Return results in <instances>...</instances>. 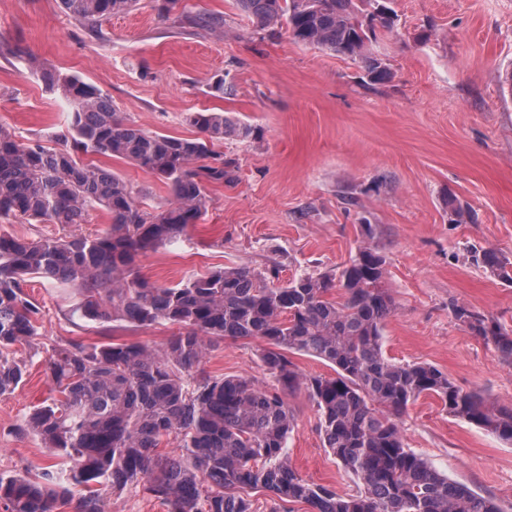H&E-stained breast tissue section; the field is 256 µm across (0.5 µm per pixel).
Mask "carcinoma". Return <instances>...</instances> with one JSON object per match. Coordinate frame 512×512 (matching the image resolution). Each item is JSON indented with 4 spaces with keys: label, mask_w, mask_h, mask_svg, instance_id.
Masks as SVG:
<instances>
[{
    "label": "carcinoma",
    "mask_w": 512,
    "mask_h": 512,
    "mask_svg": "<svg viewBox=\"0 0 512 512\" xmlns=\"http://www.w3.org/2000/svg\"><path fill=\"white\" fill-rule=\"evenodd\" d=\"M90 31L139 0H61ZM260 39L287 34L296 43L361 64L369 85L391 76L367 53L377 29L393 31L391 0H234ZM159 14L196 26L184 0H161ZM69 106L50 135L55 146L21 140L0 124V217L30 224H84L103 210L108 225L94 235L21 238L0 231V395L25 380L17 347L38 351L41 308L26 291L38 276L71 291V316L125 321L135 327L170 324L180 332L162 347L141 342H56L44 361L57 396L33 408L18 427L71 461L33 477L0 474L4 512H102L90 484L133 489L167 512H252L247 490L266 491L308 512H503L490 497L455 483L407 448L399 420L422 395L438 398L449 415L512 443V407H496L465 391L438 368L386 356L384 329L394 312L385 287V259L359 249L339 272L304 273L276 286L267 273L225 267L173 286L146 278L138 256L180 239L207 209V185L230 177L231 161L215 145L252 130L222 112H190L194 138L146 131L117 112L94 85L46 71ZM129 162L157 176L171 198L148 209L131 182L80 155ZM482 263L512 283V263L489 250ZM468 331L493 345L512 366V333L498 322L451 304ZM225 339L255 340L269 387L243 375L214 376L202 368L207 351ZM320 359L333 377L303 375L290 355ZM304 390L316 407L326 448L355 478L354 494L310 483L291 465L294 415L286 396ZM175 442L169 454L157 448ZM86 493L72 500L71 488Z\"/></svg>",
    "instance_id": "cac0c4a2"
}]
</instances>
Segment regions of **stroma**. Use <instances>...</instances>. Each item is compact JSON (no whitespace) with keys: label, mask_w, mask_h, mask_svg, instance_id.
I'll use <instances>...</instances> for the list:
<instances>
[{"label":"stroma","mask_w":512,"mask_h":512,"mask_svg":"<svg viewBox=\"0 0 512 512\" xmlns=\"http://www.w3.org/2000/svg\"><path fill=\"white\" fill-rule=\"evenodd\" d=\"M191 14L217 18L199 28L159 16L155 0L88 31L60 0H0V124L23 139L47 140L67 110L44 69L77 76L108 96L139 127L194 136L186 113L223 111L252 126L228 138L232 180L209 188L211 203L178 242L138 259L161 285L224 266L274 269L280 281L341 270L362 245L386 260L396 310L384 349L403 362H426L458 387L512 407V366L473 336L449 309L458 302L512 329V284L479 262L491 249L512 260V0H395L399 35L379 33L373 49L393 72L376 88L350 59L294 43L253 38L233 0H187ZM223 80L225 91L212 84ZM165 203V185L130 163L101 158ZM456 197L473 221L451 222ZM373 236H366L365 225ZM42 307V349L61 339L102 340L94 322H71V293L31 278ZM202 366L212 375L270 379L256 345L220 342ZM40 362L14 393L0 396V473L62 465L31 435L24 416L49 397ZM295 427L288 454L309 482L356 489L324 447L318 414L304 391L287 397ZM408 448L449 479L512 512V444L449 416L432 396L409 405L400 422ZM103 512H165L132 491L96 487Z\"/></svg>","instance_id":"1"}]
</instances>
